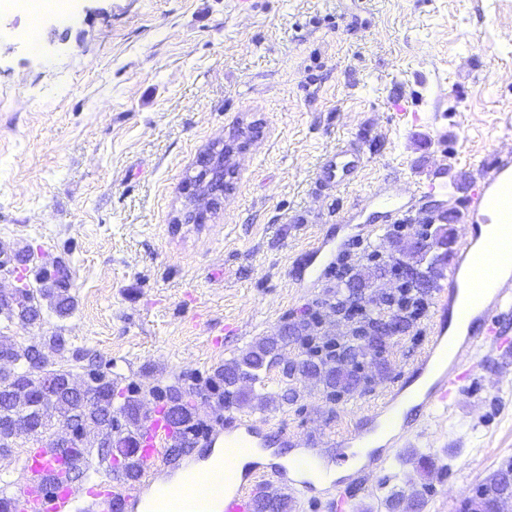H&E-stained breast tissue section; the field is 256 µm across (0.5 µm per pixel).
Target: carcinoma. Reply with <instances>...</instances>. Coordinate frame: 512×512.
<instances>
[{
    "label": "carcinoma",
    "mask_w": 512,
    "mask_h": 512,
    "mask_svg": "<svg viewBox=\"0 0 512 512\" xmlns=\"http://www.w3.org/2000/svg\"><path fill=\"white\" fill-rule=\"evenodd\" d=\"M448 238V232L437 227L432 232L429 247L413 250L399 239L391 241L399 257L392 258V264L405 267L411 272L410 284L426 294L437 287V280L442 276L445 265L443 258L432 251V247ZM388 272V265L376 263L355 269L345 283L348 291L356 286L371 287V280ZM61 277H46L42 280L43 288L34 291L25 287L20 299L10 308H0V315L8 320L17 319L24 326L33 325L41 320V306L38 298L46 299L55 311L64 315L73 308L72 298L65 295L61 288ZM372 308L368 309L366 323L373 328L383 325V319L389 317L405 325L409 320L401 313L392 311L378 304V298L370 300ZM298 333V339L315 336L319 329L314 321L301 320L291 324L288 330L275 336L259 339L239 358H233L218 366L207 378L206 391L218 395V400L229 404L244 397L237 389L242 380L256 381L261 373L279 363L281 350L293 340L292 333ZM45 356L43 348L37 344L18 345L7 336H0V362L5 361L13 368H0V452L14 447L19 440L36 442L45 436L52 420L57 419L63 426L74 428V437L63 440L77 460L73 470L74 478L87 476L92 468L91 449H98V458L106 460L112 456V448H117L122 458L118 473L128 481L140 477V465L137 460V435L139 428L146 419L140 413L138 400L129 395L122 405L112 409L115 385L111 378L104 374L91 371L86 380L87 391L95 394L99 402L82 404L69 387L65 385L67 370L59 371L60 380L48 391L40 387L39 379L31 369V365ZM356 352L350 350L347 361H328L323 358L308 357L302 361L310 379L323 386L327 394L334 398L354 393L361 385V376L355 364ZM152 394L164 402L167 417L178 429L176 442L179 448L193 445L196 436V413L188 393L176 385L152 388ZM112 415L113 421L123 417L125 424L117 425V440L99 438V434L87 429L89 423H102L106 415ZM502 475L498 470L483 483L479 484L473 495L464 498L458 512H498L502 504ZM256 512H288V497L285 495L263 494L257 502Z\"/></svg>",
    "instance_id": "carcinoma-1"
}]
</instances>
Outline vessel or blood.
<instances>
[{"label":"vessel or blood","instance_id":"b4317fda","mask_svg":"<svg viewBox=\"0 0 512 512\" xmlns=\"http://www.w3.org/2000/svg\"><path fill=\"white\" fill-rule=\"evenodd\" d=\"M362 167L359 152L337 150L322 166L319 178L339 185L349 184ZM512 170V160L497 158L478 163L472 178L470 195L464 202L459 218L471 228H478L481 212L491 208L495 213L512 209V181L504 176ZM457 259L448 269V282L440 289L432 324L433 336L413 367L414 374L430 369L439 346L445 345L448 326L458 323L467 332L455 356L438 370L434 379L419 398L415 410L419 418L430 416L433 409L448 408L456 403L464 390V383L471 370L467 360L485 351L502 350L499 329L503 318L512 314V275L493 278L491 285H484L467 269L477 262L502 269L512 265V221L497 223L495 234L483 242L462 238L456 249ZM372 428L399 425L400 431L377 450L373 463L381 465L390 454L401 453L415 431L414 424L399 423L393 402L387 401L369 417ZM244 431L255 439L257 446H265L264 423L247 420L237 415L224 419V433L234 436ZM177 440L174 425L163 415L149 416L139 430L137 457L145 485H132L122 479H113L111 485L88 492L73 485L70 475L74 459L55 442L37 443L28 449L23 470V483L13 494L14 512H255L257 494L251 474H238L233 458L223 461V472L215 476V483L234 482V489L221 493L218 499L201 497L187 503L175 498L173 488L162 486L154 497H145L146 484L156 483L162 475L170 447ZM308 458L298 460L295 474L286 476L278 469H271L270 476L283 489L295 495L312 490L309 481L301 479L300 471L309 467Z\"/></svg>","mask_w":512,"mask_h":512}]
</instances>
